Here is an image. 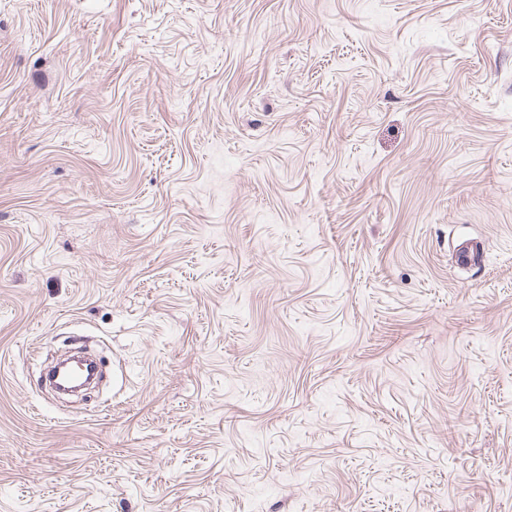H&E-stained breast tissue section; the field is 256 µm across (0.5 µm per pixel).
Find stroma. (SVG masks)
Listing matches in <instances>:
<instances>
[{
    "label": "stroma",
    "mask_w": 512,
    "mask_h": 512,
    "mask_svg": "<svg viewBox=\"0 0 512 512\" xmlns=\"http://www.w3.org/2000/svg\"><path fill=\"white\" fill-rule=\"evenodd\" d=\"M286 475L512 512V0H0V512Z\"/></svg>",
    "instance_id": "stroma-1"
}]
</instances>
